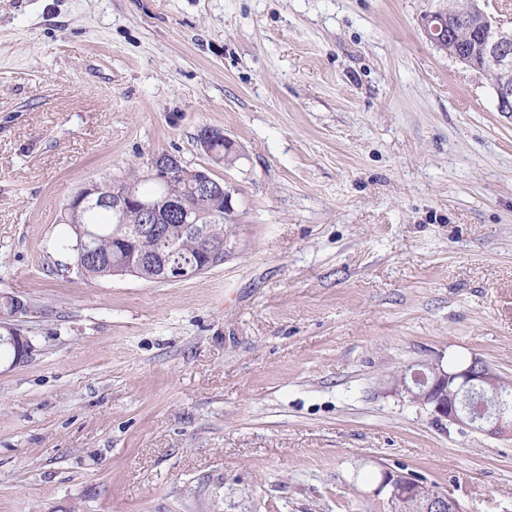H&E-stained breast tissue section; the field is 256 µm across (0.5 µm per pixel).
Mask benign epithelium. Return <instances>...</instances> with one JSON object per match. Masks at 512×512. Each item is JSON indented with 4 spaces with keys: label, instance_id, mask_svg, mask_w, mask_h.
Masks as SVG:
<instances>
[{
    "label": "benign epithelium",
    "instance_id": "1",
    "mask_svg": "<svg viewBox=\"0 0 512 512\" xmlns=\"http://www.w3.org/2000/svg\"><path fill=\"white\" fill-rule=\"evenodd\" d=\"M467 12L478 17L477 24L489 25V31L482 43V55L494 59L497 65V109L512 112V25L488 13L480 0H467ZM448 50L450 57L472 70L479 69V63L472 52L463 44L465 38L456 36V30L448 28ZM229 144L224 157L216 159L215 144ZM197 146L210 161H219L229 168L241 158L240 148L219 128L203 127L197 135ZM149 172L164 188L165 195L158 201L142 198L137 182H123L117 186L91 183L77 197L80 203L95 201L108 203L119 220L121 239L141 241L149 238L155 248L149 254L137 258L120 255L112 262L116 273L136 274L143 267L157 270L160 275L172 280L175 268L170 266L168 240L163 223L173 217L182 219L185 233L196 239L198 252L215 260L232 253L236 242L230 237L219 238L212 234L210 225L231 223L234 213V189L227 183L214 178L212 167H189L175 155L162 153L150 160ZM27 311V306L13 299L12 310L0 314V338L7 337L15 348L13 363L27 358L32 351L28 337L17 332L11 318ZM506 389H512V380L495 372L487 363L478 358L471 359L463 368L449 371L439 364L421 367H406L396 378V390L410 401L420 404L440 425L454 424L468 428L491 438L511 437L512 418L503 414L479 416L472 412L464 398L474 392L497 396ZM384 495L391 506V512H400L408 506L407 512H456L455 501L443 492L426 487L412 474L384 470L374 495Z\"/></svg>",
    "mask_w": 512,
    "mask_h": 512
}]
</instances>
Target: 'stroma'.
<instances>
[{
	"instance_id": "35a3bbf8",
	"label": "stroma",
	"mask_w": 512,
	"mask_h": 512,
	"mask_svg": "<svg viewBox=\"0 0 512 512\" xmlns=\"http://www.w3.org/2000/svg\"><path fill=\"white\" fill-rule=\"evenodd\" d=\"M453 0H0V512H388L384 467L512 512V438L408 365L512 377V115L424 19ZM243 157L235 252L87 279L62 223L152 156ZM225 143L229 144V147L227 151L224 152ZM215 144L218 150L222 151V155H220L219 158L222 156L224 157L221 159L216 158L218 153L214 147ZM197 146L212 163H214V161H218L220 165H224V168L233 167L242 156L240 148L224 134L223 130L219 128L208 126L201 128L197 135ZM13 306L12 310L9 313H4L1 311L0 315V330L4 329L7 335V342H9L15 348V357H14V349L11 346H7L4 344H0V349L2 350V346L6 349H12L13 351V363H20L25 358H27L32 351L31 341L27 336H22L17 332L15 327L9 321L11 318L15 317L18 313H24L27 311V306L21 302L19 299L13 298ZM467 362L454 363L446 369L440 364L405 367L396 378V390L424 407L437 424L458 425L491 438L511 437L512 418L507 419L502 413L475 415L464 398L475 391L495 397L512 389V380L481 359Z\"/></svg>"
}]
</instances>
